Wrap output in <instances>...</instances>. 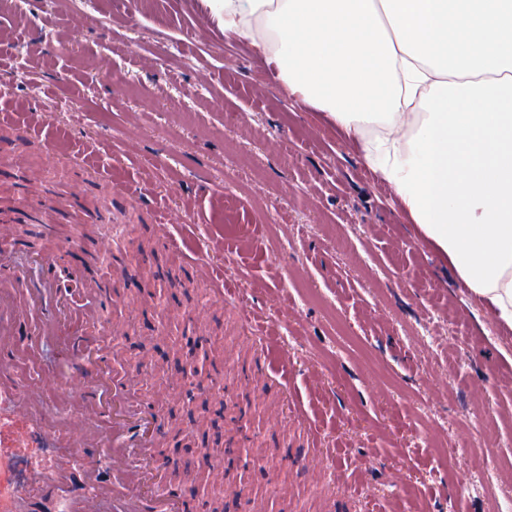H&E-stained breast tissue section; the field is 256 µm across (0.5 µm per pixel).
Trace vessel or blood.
Listing matches in <instances>:
<instances>
[{"label":"vessel or blood","instance_id":"vessel-or-blood-1","mask_svg":"<svg viewBox=\"0 0 512 512\" xmlns=\"http://www.w3.org/2000/svg\"><path fill=\"white\" fill-rule=\"evenodd\" d=\"M15 277L11 253L1 250L0 512H44L32 489L45 482L64 487L54 512H181V496L154 490L160 468L148 448L160 431L150 405L130 393L128 371L103 358L95 329L101 289H87L76 301L58 295L49 279L15 288ZM71 321L79 330L67 331ZM60 334L83 386L59 400L62 415L55 418L47 411L49 381L20 388L14 369L31 363L41 337Z\"/></svg>","mask_w":512,"mask_h":512}]
</instances>
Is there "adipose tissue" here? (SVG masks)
Segmentation results:
<instances>
[{"instance_id": "1", "label": "adipose tissue", "mask_w": 512, "mask_h": 512, "mask_svg": "<svg viewBox=\"0 0 512 512\" xmlns=\"http://www.w3.org/2000/svg\"><path fill=\"white\" fill-rule=\"evenodd\" d=\"M512 328V0H205Z\"/></svg>"}]
</instances>
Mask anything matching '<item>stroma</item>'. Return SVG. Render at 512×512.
<instances>
[{
  "label": "stroma",
  "instance_id": "35a3bbf8",
  "mask_svg": "<svg viewBox=\"0 0 512 512\" xmlns=\"http://www.w3.org/2000/svg\"><path fill=\"white\" fill-rule=\"evenodd\" d=\"M19 149L40 180L14 168ZM1 189L56 228L16 236V256L77 253L94 285L104 253L127 271L97 329L120 330L132 393L163 400L151 453L197 486L187 512H211L210 488L237 481L240 512H498L512 330L454 282L357 145L226 39L204 0H0ZM71 201L104 223L73 237L58 215ZM198 258L222 267L223 299L195 276ZM168 334L224 337L204 401L178 399ZM242 409L253 463L211 475L201 460ZM297 451L306 465L290 463Z\"/></svg>",
  "mask_w": 512,
  "mask_h": 512
}]
</instances>
